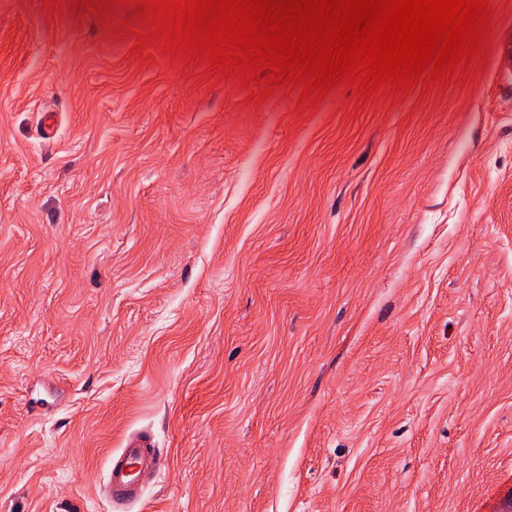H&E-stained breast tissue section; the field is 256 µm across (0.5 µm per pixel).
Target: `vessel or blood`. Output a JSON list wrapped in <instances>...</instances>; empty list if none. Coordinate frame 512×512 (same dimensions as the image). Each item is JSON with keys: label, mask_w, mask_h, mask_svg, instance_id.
I'll return each mask as SVG.
<instances>
[{"label": "vessel or blood", "mask_w": 512, "mask_h": 512, "mask_svg": "<svg viewBox=\"0 0 512 512\" xmlns=\"http://www.w3.org/2000/svg\"><path fill=\"white\" fill-rule=\"evenodd\" d=\"M107 496L114 512H125L140 496L139 468L149 465L159 469L160 459L143 438L131 440L126 447L110 454L108 459Z\"/></svg>", "instance_id": "1"}]
</instances>
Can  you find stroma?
<instances>
[{"mask_svg":"<svg viewBox=\"0 0 512 512\" xmlns=\"http://www.w3.org/2000/svg\"><path fill=\"white\" fill-rule=\"evenodd\" d=\"M42 3L0 0V512H109L136 435L130 512H500L512 0L468 81L302 111ZM107 496L112 511H122L135 503L140 496L139 467L149 465L158 470L160 458L144 438L131 440L126 447L110 454L108 459ZM128 469V472H125Z\"/></svg>","mask_w":512,"mask_h":512,"instance_id":"1","label":"stroma"}]
</instances>
